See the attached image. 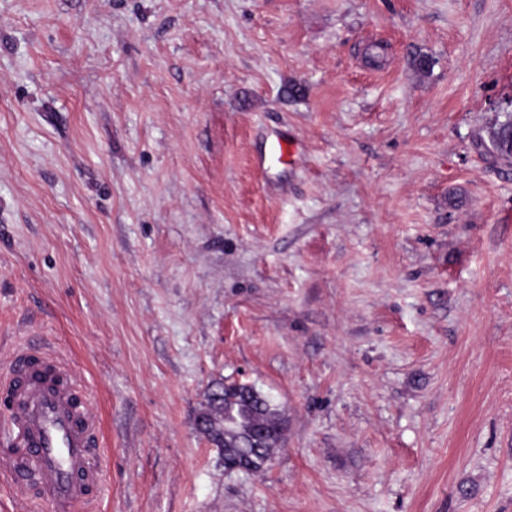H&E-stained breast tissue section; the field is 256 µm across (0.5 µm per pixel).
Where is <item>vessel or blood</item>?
I'll use <instances>...</instances> for the list:
<instances>
[{
	"label": "vessel or blood",
	"instance_id": "1",
	"mask_svg": "<svg viewBox=\"0 0 512 512\" xmlns=\"http://www.w3.org/2000/svg\"><path fill=\"white\" fill-rule=\"evenodd\" d=\"M76 374L43 348L18 352L0 381L10 405L0 434V481L48 512H77L100 480L97 419L74 388Z\"/></svg>",
	"mask_w": 512,
	"mask_h": 512
}]
</instances>
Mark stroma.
Returning a JSON list of instances; mask_svg holds the SVG:
<instances>
[{
	"instance_id": "stroma-1",
	"label": "stroma",
	"mask_w": 512,
	"mask_h": 512,
	"mask_svg": "<svg viewBox=\"0 0 512 512\" xmlns=\"http://www.w3.org/2000/svg\"><path fill=\"white\" fill-rule=\"evenodd\" d=\"M510 111L512 0H0V373L75 370L82 512H512ZM232 385L218 384L210 388L205 395V403L203 408L210 416L209 425L206 427L205 420L197 416V426L205 428L200 433L207 437H217L220 435V421L224 415V442L229 438H235L239 443V448H245V457L242 459H225L233 460L236 465L232 468H224L228 471L252 472L251 465L246 461V456L250 457L254 453H260L261 448H266L267 443L274 434L271 429L263 427L260 423L255 408L249 401L243 404H236L235 400L224 404L222 394Z\"/></svg>"
}]
</instances>
